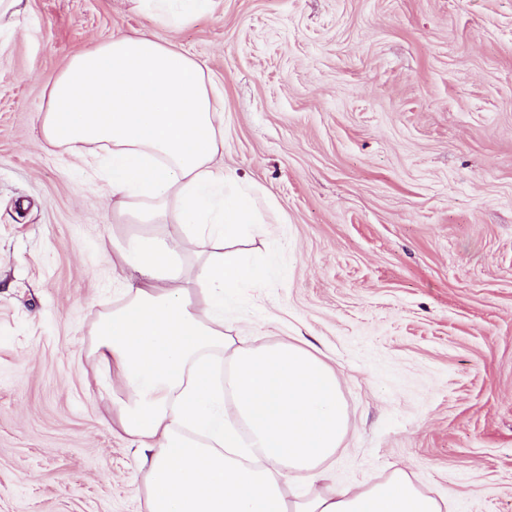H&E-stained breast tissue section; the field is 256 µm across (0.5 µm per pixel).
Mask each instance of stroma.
Segmentation results:
<instances>
[{
	"label": "stroma",
	"instance_id": "stroma-1",
	"mask_svg": "<svg viewBox=\"0 0 512 512\" xmlns=\"http://www.w3.org/2000/svg\"><path fill=\"white\" fill-rule=\"evenodd\" d=\"M161 31L137 0L0 21V512H145L92 350L113 243L178 227L118 219L42 121L74 55ZM175 39L262 192L240 247L276 269L226 321L335 368L330 486L401 468L452 512H512V0H216Z\"/></svg>",
	"mask_w": 512,
	"mask_h": 512
}]
</instances>
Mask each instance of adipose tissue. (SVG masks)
<instances>
[{
	"label": "adipose tissue",
	"instance_id": "adipose-tissue-1",
	"mask_svg": "<svg viewBox=\"0 0 512 512\" xmlns=\"http://www.w3.org/2000/svg\"><path fill=\"white\" fill-rule=\"evenodd\" d=\"M138 2L168 34L212 6ZM214 95L168 35H122L70 60L43 119L50 145L80 155L109 146L102 165L120 211L180 227L116 246L125 300L100 322L94 351L122 394L117 422L142 456L146 512H447L402 469L373 485L326 488L323 464L350 430L335 369L294 343L258 336L240 346L227 334L226 304L270 271L232 246L257 223L258 197L224 166ZM293 471L322 490L291 500Z\"/></svg>",
	"mask_w": 512,
	"mask_h": 512
}]
</instances>
